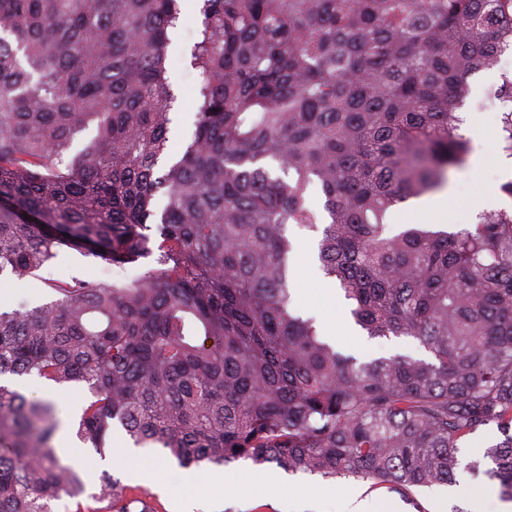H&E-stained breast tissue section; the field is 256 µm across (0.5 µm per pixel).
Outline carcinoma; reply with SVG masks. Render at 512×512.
I'll return each mask as SVG.
<instances>
[{
    "label": "carcinoma",
    "instance_id": "carcinoma-1",
    "mask_svg": "<svg viewBox=\"0 0 512 512\" xmlns=\"http://www.w3.org/2000/svg\"><path fill=\"white\" fill-rule=\"evenodd\" d=\"M184 9L0 0V277L64 248L154 258L125 288L57 281L56 299L0 310V377L87 385L74 434L101 455L119 428L184 467L274 463L402 492L481 472L458 443L494 425L483 472L512 498V206L456 232L385 224L467 166L459 111L512 47V0H204L195 131L161 168ZM498 97L512 155V78ZM311 185L320 269L354 325L430 359L361 361L295 313L288 229L317 227ZM57 426L52 404L0 384V512L86 493L55 457ZM93 498L134 504L108 473Z\"/></svg>",
    "mask_w": 512,
    "mask_h": 512
}]
</instances>
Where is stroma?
I'll use <instances>...</instances> for the list:
<instances>
[{"mask_svg": "<svg viewBox=\"0 0 512 512\" xmlns=\"http://www.w3.org/2000/svg\"><path fill=\"white\" fill-rule=\"evenodd\" d=\"M203 0H194L191 10L184 14L180 26L173 32L168 54V82L175 96L171 111V123L167 134V154L180 156L190 144L195 130L197 82L192 61L196 29L202 19L200 10ZM511 62L501 68H489L475 74L469 80L470 93L466 98L461 117V131L470 135L473 124L485 123L498 127L500 102L496 92L504 77H512V50H507ZM473 153H484L482 167H466L452 172L449 184L456 190L451 203L452 218L446 228L455 231L475 223L478 209L468 204L473 188L483 189L488 199L484 209H498L512 205V199L503 195L500 186L512 180V157L507 156L496 143H486L472 138ZM289 234L294 240L293 266L296 271L293 296L296 309L306 317L313 318L319 327L336 324L344 328L351 323L349 306L344 297H337L335 304L322 303L321 289L330 282L319 269L316 248L317 229L290 226ZM149 268L148 263L117 268L75 250L59 252L51 264L38 275L22 279L0 280V289L9 293V298L0 303L6 311L29 310L54 300L55 293L49 288L52 280L92 278L109 285L123 287L133 279L141 277ZM336 346L344 352L370 360L394 353L416 354L420 348L407 340L371 339L362 332L350 336L335 337ZM21 392L30 399L51 401L57 408L60 433L71 431L72 421L89 397L86 387H57L34 375L24 377ZM63 462L80 469L89 490H96L102 473H110L126 485L132 497L141 499L152 512H349L348 490L361 491L374 512H382L385 505L396 504L399 512H473L481 507L482 512H512V501L501 498L499 485L486 477H472L462 472L457 476L456 487L434 486L413 489L411 496L400 491L374 486L372 481L353 477L325 479L318 475L297 473L288 475L273 464L261 466L248 461L232 463L231 468L247 474L268 475L270 482L265 494L253 492L251 484L231 493H214L205 486L184 488L180 481L181 467L158 448L134 447L123 431H116L106 454L83 448L79 455H63ZM146 462L165 472L166 483L159 486L143 480L136 474L139 463ZM289 480L301 486L299 494L284 495L280 483Z\"/></svg>", "mask_w": 512, "mask_h": 512, "instance_id": "1", "label": "stroma"}]
</instances>
